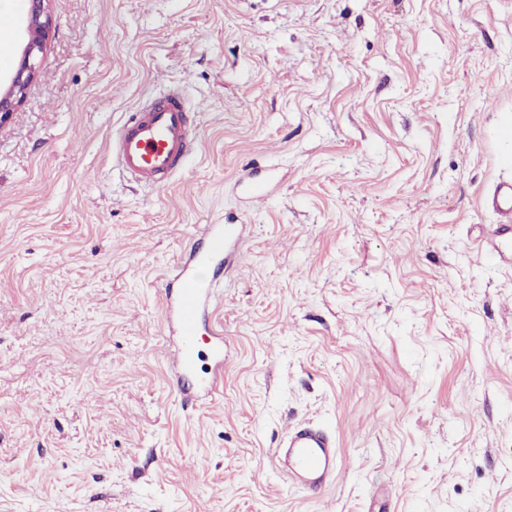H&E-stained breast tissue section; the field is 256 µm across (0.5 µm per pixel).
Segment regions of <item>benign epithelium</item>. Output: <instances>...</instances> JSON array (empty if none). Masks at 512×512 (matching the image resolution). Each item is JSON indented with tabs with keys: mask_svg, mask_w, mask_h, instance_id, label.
<instances>
[{
	"mask_svg": "<svg viewBox=\"0 0 512 512\" xmlns=\"http://www.w3.org/2000/svg\"><path fill=\"white\" fill-rule=\"evenodd\" d=\"M48 2L50 0H25L22 17L24 45L5 81H0V127L9 121L37 77V58L44 50L52 25Z\"/></svg>",
	"mask_w": 512,
	"mask_h": 512,
	"instance_id": "obj_1",
	"label": "benign epithelium"
}]
</instances>
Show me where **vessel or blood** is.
Segmentation results:
<instances>
[{
    "instance_id": "vessel-or-blood-1",
    "label": "vessel or blood",
    "mask_w": 512,
    "mask_h": 512,
    "mask_svg": "<svg viewBox=\"0 0 512 512\" xmlns=\"http://www.w3.org/2000/svg\"><path fill=\"white\" fill-rule=\"evenodd\" d=\"M197 148L190 108L175 95L132 112L112 142V153L126 173L157 190L170 184ZM242 232L239 224L208 225L198 246L189 251L175 284L166 289L167 306L173 311L167 323L180 338L181 373L172 381L177 391H184V374L196 366L201 312L211 300L221 268L229 260V249ZM273 460L292 485L316 493L336 478V441L323 428L300 425L287 430L280 447L273 452Z\"/></svg>"
}]
</instances>
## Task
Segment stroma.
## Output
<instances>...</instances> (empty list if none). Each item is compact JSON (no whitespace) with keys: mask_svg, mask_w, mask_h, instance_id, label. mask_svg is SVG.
I'll list each match as a JSON object with an SVG mask.
<instances>
[{"mask_svg":"<svg viewBox=\"0 0 512 512\" xmlns=\"http://www.w3.org/2000/svg\"><path fill=\"white\" fill-rule=\"evenodd\" d=\"M50 11L0 127V512H512V0ZM171 90L199 149L158 192L112 137ZM207 224L245 230L185 397L160 283ZM304 421L316 495L272 461ZM273 460L292 485L305 491L320 492L336 479V441L328 431L314 425L288 429L273 452Z\"/></svg>","mask_w":512,"mask_h":512,"instance_id":"1","label":"stroma"}]
</instances>
